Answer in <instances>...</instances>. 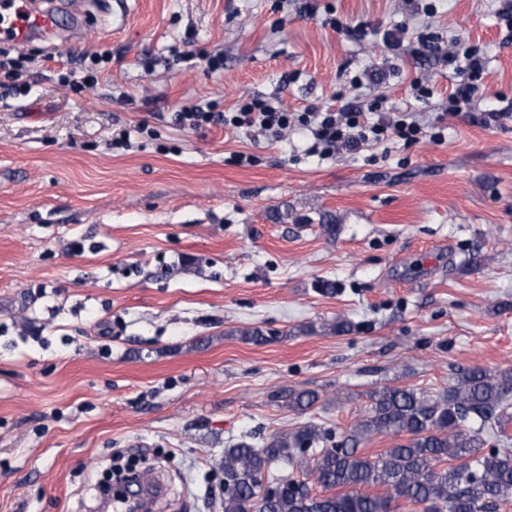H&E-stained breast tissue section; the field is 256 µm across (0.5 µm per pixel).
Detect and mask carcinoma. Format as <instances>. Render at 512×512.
I'll use <instances>...</instances> for the list:
<instances>
[{
  "mask_svg": "<svg viewBox=\"0 0 512 512\" xmlns=\"http://www.w3.org/2000/svg\"><path fill=\"white\" fill-rule=\"evenodd\" d=\"M512 370L475 367L443 393L384 387L371 395L365 418L346 433L307 423L258 447L240 441L224 449V512H396L399 501L423 512H495L512 504ZM318 401L292 390L302 411ZM398 440L365 452L377 437ZM501 442L486 448L489 437ZM276 462L299 477L275 475Z\"/></svg>",
  "mask_w": 512,
  "mask_h": 512,
  "instance_id": "1",
  "label": "carcinoma"
}]
</instances>
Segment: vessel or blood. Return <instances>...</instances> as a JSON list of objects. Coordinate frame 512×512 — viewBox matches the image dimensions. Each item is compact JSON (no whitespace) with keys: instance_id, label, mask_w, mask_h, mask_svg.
Wrapping results in <instances>:
<instances>
[{"instance_id":"1","label":"vessel or blood","mask_w":512,"mask_h":512,"mask_svg":"<svg viewBox=\"0 0 512 512\" xmlns=\"http://www.w3.org/2000/svg\"><path fill=\"white\" fill-rule=\"evenodd\" d=\"M83 20L76 0H0V41L44 40L61 27H81Z\"/></svg>"}]
</instances>
